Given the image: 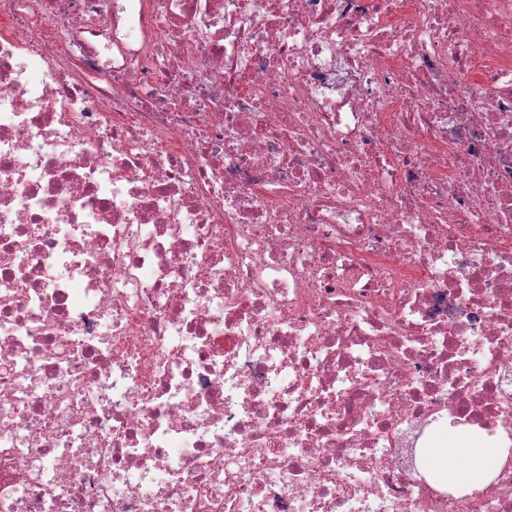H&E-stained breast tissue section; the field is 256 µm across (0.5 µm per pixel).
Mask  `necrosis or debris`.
<instances>
[{
  "label": "necrosis or debris",
  "mask_w": 512,
  "mask_h": 512,
  "mask_svg": "<svg viewBox=\"0 0 512 512\" xmlns=\"http://www.w3.org/2000/svg\"><path fill=\"white\" fill-rule=\"evenodd\" d=\"M0 512H512V0H0ZM428 465L448 484L466 487L486 481L502 462L500 448L488 447L477 440H457L447 448H426ZM462 460L461 465L452 461Z\"/></svg>",
  "instance_id": "1"
}]
</instances>
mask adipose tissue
I'll return each instance as SVG.
<instances>
[{
  "mask_svg": "<svg viewBox=\"0 0 512 512\" xmlns=\"http://www.w3.org/2000/svg\"><path fill=\"white\" fill-rule=\"evenodd\" d=\"M428 465L450 485L472 486L486 481L502 462L500 449L477 440H457L425 451Z\"/></svg>",
  "mask_w": 512,
  "mask_h": 512,
  "instance_id": "ef3b65f1",
  "label": "adipose tissue"
}]
</instances>
